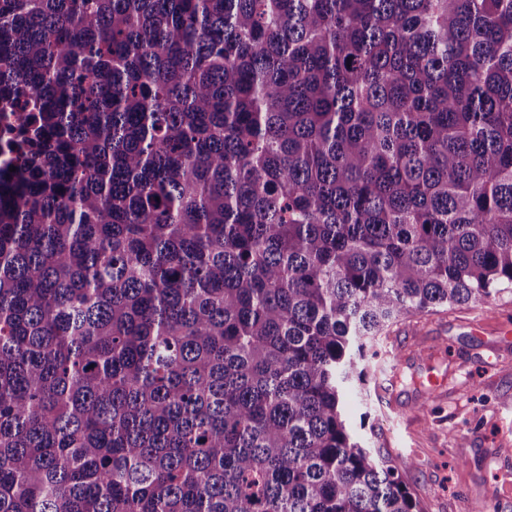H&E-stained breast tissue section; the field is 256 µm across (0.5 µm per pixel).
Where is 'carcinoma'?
I'll return each instance as SVG.
<instances>
[{"label": "carcinoma", "mask_w": 512, "mask_h": 512, "mask_svg": "<svg viewBox=\"0 0 512 512\" xmlns=\"http://www.w3.org/2000/svg\"><path fill=\"white\" fill-rule=\"evenodd\" d=\"M0 512H423L345 414L512 293V0H0ZM28 112H10L4 108L0 112V169L4 172L14 165L18 152L19 125L21 117Z\"/></svg>", "instance_id": "carcinoma-1"}]
</instances>
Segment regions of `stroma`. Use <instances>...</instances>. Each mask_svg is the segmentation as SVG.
<instances>
[{
    "label": "stroma",
    "mask_w": 512,
    "mask_h": 512,
    "mask_svg": "<svg viewBox=\"0 0 512 512\" xmlns=\"http://www.w3.org/2000/svg\"><path fill=\"white\" fill-rule=\"evenodd\" d=\"M512 295L393 324L371 362L366 400L345 412L368 447L410 456L425 512H512ZM446 378L444 396L428 379Z\"/></svg>",
    "instance_id": "35a3bbf8"
}]
</instances>
